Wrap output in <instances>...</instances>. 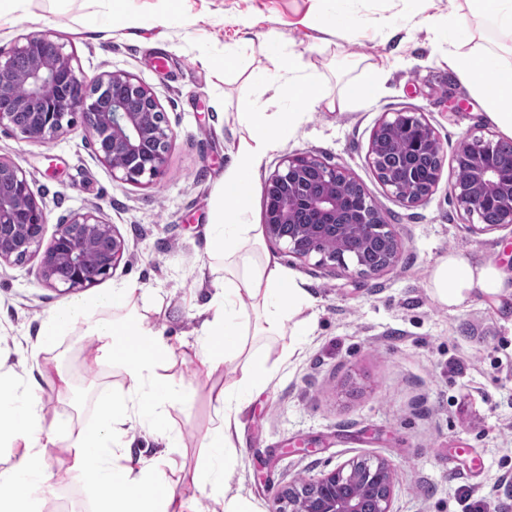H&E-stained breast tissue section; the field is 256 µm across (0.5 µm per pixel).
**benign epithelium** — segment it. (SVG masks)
Listing matches in <instances>:
<instances>
[{
	"label": "benign epithelium",
	"mask_w": 512,
	"mask_h": 512,
	"mask_svg": "<svg viewBox=\"0 0 512 512\" xmlns=\"http://www.w3.org/2000/svg\"><path fill=\"white\" fill-rule=\"evenodd\" d=\"M95 136L96 158L112 179L142 185L163 173L174 131L157 96L135 76L112 71L85 76L75 55L49 32H32L8 53L0 51V128L22 139L49 144L74 125ZM398 128L400 146L416 159L392 174L380 170L391 147L383 132ZM492 141L464 139L457 153L472 158L474 175L467 183L448 181L459 209L479 217L492 201L500 225L512 224V183L487 198L486 191L512 178V155L486 163ZM440 150L432 126L418 112H393L375 128L368 162L386 192L412 207L439 183L442 168L420 182L417 161ZM123 158L117 164L114 158ZM264 228L269 240L284 245L299 259L319 257L361 275L378 274L397 260L400 241L385 223L375 202L346 172L311 154H286L265 180ZM46 217L26 174L0 158V264L22 263L41 254L39 277L54 289L76 293L110 277L127 251L125 239L98 210L75 211L56 224L55 234L39 252ZM380 257L368 260L371 250ZM393 473L383 460L349 461L319 477L293 482L273 499L270 512H391Z\"/></svg>",
	"instance_id": "benign-epithelium-1"
}]
</instances>
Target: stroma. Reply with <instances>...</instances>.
<instances>
[{
    "instance_id": "1",
    "label": "stroma",
    "mask_w": 512,
    "mask_h": 512,
    "mask_svg": "<svg viewBox=\"0 0 512 512\" xmlns=\"http://www.w3.org/2000/svg\"><path fill=\"white\" fill-rule=\"evenodd\" d=\"M104 0H27L0 25V50L22 35L51 32L73 51L88 77L122 70L151 87L175 133L162 178L153 185L120 183L95 156L92 139L75 124L53 143L24 141L0 129V158L21 168L48 226L71 211L100 210L126 240L111 277L83 298L137 284L179 347L168 370L192 405L171 409L181 445L164 449L146 431L128 438L143 456L165 455L177 491L192 492L204 438L217 423L215 395L231 384L223 371L202 373L196 357L198 308L210 279L205 272L207 226L215 187L233 164L241 112L265 111L267 92L250 80L270 65L278 47L298 74L321 79L330 93L370 77V63L387 71L383 88L346 110H304L281 150L263 161L248 221H263L262 183L283 154L312 153L353 176L391 224L402 249L394 266L363 277L353 270L288 255L266 243L286 273L315 298L314 328L243 417L241 445L224 455L223 487L253 512H269L274 494L301 477H317L352 460L387 461L393 469L392 512H462L469 490L496 512H512V294L481 298L451 311L427 290L430 266L456 251L473 262L512 271V226L484 232L448 194L459 143L500 140L482 103L449 70L415 0H125L122 17L105 33L80 25L104 14ZM343 12L355 28L333 29ZM234 51L236 72L209 66ZM423 113L439 140L443 180L414 207L392 199L368 163L374 129L387 112ZM71 297L45 284L36 261L0 266V371L30 380L51 359L60 376L42 382L48 418L92 424L102 395L121 393L124 375L90 353L95 339L60 337L48 351L36 331L49 311ZM50 479L39 491L43 512H56V493L83 489L70 453L51 449Z\"/></svg>"
}]
</instances>
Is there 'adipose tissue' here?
<instances>
[{"mask_svg": "<svg viewBox=\"0 0 512 512\" xmlns=\"http://www.w3.org/2000/svg\"><path fill=\"white\" fill-rule=\"evenodd\" d=\"M474 19L492 21L512 34V0H448L447 15H433L429 21L448 46L449 69L483 100L501 133L512 138V61L490 48L470 49ZM272 64V70L253 72L251 80L273 90L274 100H288L292 109L278 113L270 124L261 122L259 113H240L245 133L234 166L218 189L207 240L208 254L221 263L224 275L214 280V291L203 305L207 317L196 356L205 373L236 366L241 375L216 397L219 423L205 439L211 453L195 472L194 494H176L162 457L136 456L126 440L129 429L139 425L164 447H176L179 434L169 410L192 401L189 392L175 389L164 376L175 346L154 321L152 307L138 306L137 285L128 284L55 307L37 330L44 349L81 331L96 339L102 357L123 371L126 396L105 400L93 425L77 429L60 419L47 420L35 385L16 384L12 376L0 373V447L16 458L14 465L0 470V512H42L34 491L47 479V456L53 448L73 452L82 483L95 494L96 512H197L199 494L220 486L224 451L240 440L242 414L313 327L306 311L314 297L266 251L263 226L247 220L256 174L295 128L300 108L343 110L379 90L382 80L375 68L370 82H346L332 95L316 78L294 74L280 56H273ZM427 289L433 301L453 310L478 295L494 301L512 292V275L494 263L475 264L450 251L430 268ZM252 332H287L292 344L282 348L273 365L264 346L249 343Z\"/></svg>", "mask_w": 512, "mask_h": 512, "instance_id": "ef3b65f1", "label": "adipose tissue"}]
</instances>
